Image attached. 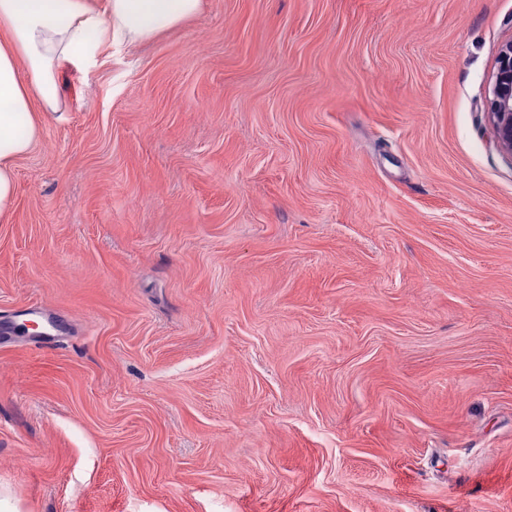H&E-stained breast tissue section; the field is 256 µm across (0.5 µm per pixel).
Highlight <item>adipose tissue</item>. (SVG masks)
I'll list each match as a JSON object with an SVG mask.
<instances>
[{
  "instance_id": "1",
  "label": "adipose tissue",
  "mask_w": 512,
  "mask_h": 512,
  "mask_svg": "<svg viewBox=\"0 0 512 512\" xmlns=\"http://www.w3.org/2000/svg\"><path fill=\"white\" fill-rule=\"evenodd\" d=\"M201 0H0V220L16 194L18 159L61 115L57 71L93 63L103 42L133 44L192 17Z\"/></svg>"
}]
</instances>
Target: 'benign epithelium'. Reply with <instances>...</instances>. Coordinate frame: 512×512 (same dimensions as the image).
<instances>
[{
  "mask_svg": "<svg viewBox=\"0 0 512 512\" xmlns=\"http://www.w3.org/2000/svg\"><path fill=\"white\" fill-rule=\"evenodd\" d=\"M486 112L497 147L512 156V37L498 49Z\"/></svg>",
  "mask_w": 512,
  "mask_h": 512,
  "instance_id": "1",
  "label": "benign epithelium"
}]
</instances>
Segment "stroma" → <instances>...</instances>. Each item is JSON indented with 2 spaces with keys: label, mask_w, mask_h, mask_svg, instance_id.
Here are the masks:
<instances>
[{
  "label": "stroma",
  "mask_w": 512,
  "mask_h": 512,
  "mask_svg": "<svg viewBox=\"0 0 512 512\" xmlns=\"http://www.w3.org/2000/svg\"><path fill=\"white\" fill-rule=\"evenodd\" d=\"M512 0H202L62 68L0 222L15 512H512ZM486 112L497 147L512 156V38L498 49Z\"/></svg>",
  "instance_id": "35a3bbf8"
}]
</instances>
